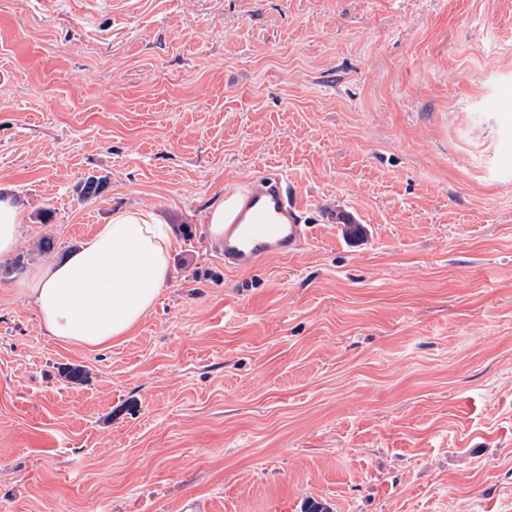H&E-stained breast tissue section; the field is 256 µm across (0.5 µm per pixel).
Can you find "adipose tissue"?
Here are the masks:
<instances>
[{
	"mask_svg": "<svg viewBox=\"0 0 512 512\" xmlns=\"http://www.w3.org/2000/svg\"><path fill=\"white\" fill-rule=\"evenodd\" d=\"M171 241L152 211L125 208L63 259L26 282L47 336L89 350L128 336L153 308L170 272Z\"/></svg>",
	"mask_w": 512,
	"mask_h": 512,
	"instance_id": "ef3b65f1",
	"label": "adipose tissue"
}]
</instances>
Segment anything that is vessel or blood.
Here are the masks:
<instances>
[{"label": "vessel or blood", "mask_w": 512, "mask_h": 512, "mask_svg": "<svg viewBox=\"0 0 512 512\" xmlns=\"http://www.w3.org/2000/svg\"><path fill=\"white\" fill-rule=\"evenodd\" d=\"M307 236L290 180L280 174L253 180L224 208V265L245 269L272 254H291Z\"/></svg>", "instance_id": "b4317fda"}]
</instances>
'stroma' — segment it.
<instances>
[{
	"label": "stroma",
	"instance_id": "35a3bbf8",
	"mask_svg": "<svg viewBox=\"0 0 512 512\" xmlns=\"http://www.w3.org/2000/svg\"><path fill=\"white\" fill-rule=\"evenodd\" d=\"M267 167L308 240L225 268ZM4 194L0 512H512V0H0ZM132 206L154 309L45 336L25 272ZM23 224L22 211L9 197L0 199V264L9 262L14 254Z\"/></svg>",
	"mask_w": 512,
	"mask_h": 512
}]
</instances>
